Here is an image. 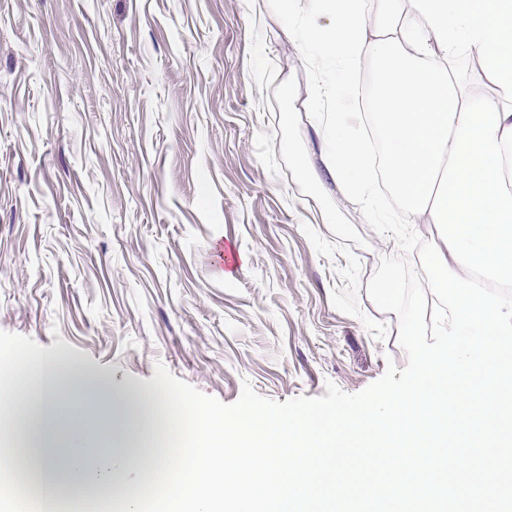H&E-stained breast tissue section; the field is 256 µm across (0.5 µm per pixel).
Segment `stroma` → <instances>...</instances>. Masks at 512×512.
Wrapping results in <instances>:
<instances>
[{
  "mask_svg": "<svg viewBox=\"0 0 512 512\" xmlns=\"http://www.w3.org/2000/svg\"><path fill=\"white\" fill-rule=\"evenodd\" d=\"M285 27L266 0H0V353L145 392L160 362L226 404L405 367L367 294L401 251L312 179Z\"/></svg>",
  "mask_w": 512,
  "mask_h": 512,
  "instance_id": "1",
  "label": "stroma"
}]
</instances>
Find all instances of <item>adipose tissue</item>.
Masks as SVG:
<instances>
[{"label": "adipose tissue", "mask_w": 512, "mask_h": 512, "mask_svg": "<svg viewBox=\"0 0 512 512\" xmlns=\"http://www.w3.org/2000/svg\"><path fill=\"white\" fill-rule=\"evenodd\" d=\"M288 27L325 102L315 125L322 144L319 183H330L372 213L382 172L395 204L412 224H429L459 125L460 90L434 32L409 0H267ZM373 81L369 110L352 105L363 76ZM468 88L496 103L503 172L512 191V102L471 60ZM0 407L18 414L20 432H33L38 496L57 501L59 478L98 490L99 501L124 502L126 471L152 474L160 452L153 438L164 419L156 392L116 389L110 380L63 358L0 355ZM111 423L100 429L99 420Z\"/></svg>", "instance_id": "obj_1"}]
</instances>
